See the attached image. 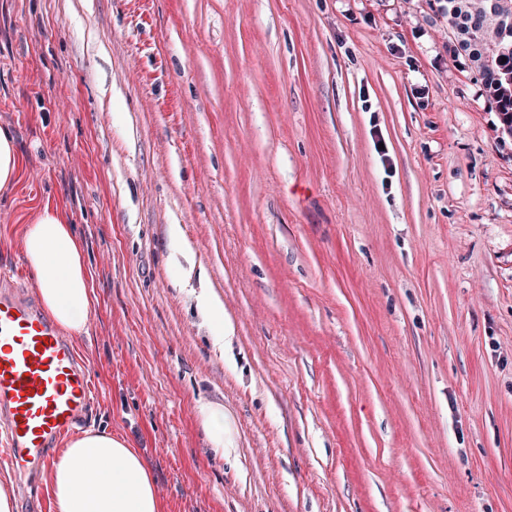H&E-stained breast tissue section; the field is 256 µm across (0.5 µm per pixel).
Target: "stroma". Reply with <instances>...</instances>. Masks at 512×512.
<instances>
[{"label":"stroma","mask_w":512,"mask_h":512,"mask_svg":"<svg viewBox=\"0 0 512 512\" xmlns=\"http://www.w3.org/2000/svg\"><path fill=\"white\" fill-rule=\"evenodd\" d=\"M456 46L433 0H0V272L59 207L83 427L164 512H512V136ZM21 174V163L14 137L0 127V188L16 182ZM194 410L211 448L216 453L223 454L224 448L235 447L232 423L222 405L197 400Z\"/></svg>","instance_id":"1"}]
</instances>
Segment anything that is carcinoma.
Listing matches in <instances>:
<instances>
[{
  "instance_id": "carcinoma-1",
  "label": "carcinoma",
  "mask_w": 512,
  "mask_h": 512,
  "mask_svg": "<svg viewBox=\"0 0 512 512\" xmlns=\"http://www.w3.org/2000/svg\"><path fill=\"white\" fill-rule=\"evenodd\" d=\"M512 135V0H437Z\"/></svg>"
}]
</instances>
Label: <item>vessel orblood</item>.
<instances>
[{
    "label": "vessel or blood",
    "instance_id": "b4317fda",
    "mask_svg": "<svg viewBox=\"0 0 512 512\" xmlns=\"http://www.w3.org/2000/svg\"><path fill=\"white\" fill-rule=\"evenodd\" d=\"M94 399L90 367L34 297L0 280V463L35 476Z\"/></svg>",
    "mask_w": 512,
    "mask_h": 512
}]
</instances>
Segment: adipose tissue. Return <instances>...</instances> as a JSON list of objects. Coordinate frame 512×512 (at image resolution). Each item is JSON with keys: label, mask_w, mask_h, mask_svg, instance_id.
Returning a JSON list of instances; mask_svg holds the SVG:
<instances>
[{"label": "adipose tissue", "mask_w": 512, "mask_h": 512, "mask_svg": "<svg viewBox=\"0 0 512 512\" xmlns=\"http://www.w3.org/2000/svg\"><path fill=\"white\" fill-rule=\"evenodd\" d=\"M46 313L67 334L87 328L93 301L84 250L58 207L43 204L22 238ZM194 410L216 453L234 447L232 423L222 405L199 400ZM55 512H163L154 480L136 449L105 429L71 439L49 471Z\"/></svg>", "instance_id": "obj_1"}]
</instances>
